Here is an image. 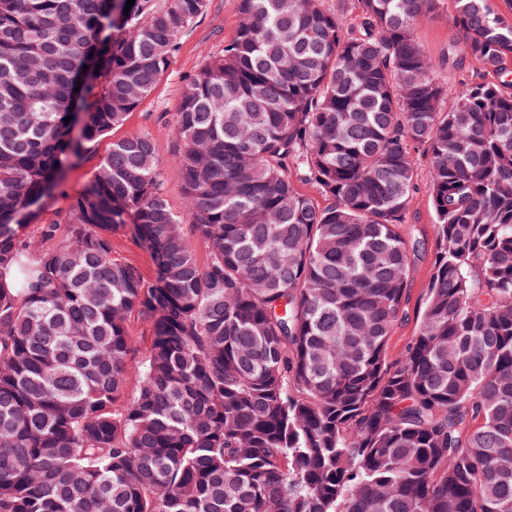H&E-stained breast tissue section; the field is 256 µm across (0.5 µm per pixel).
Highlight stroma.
<instances>
[{"mask_svg": "<svg viewBox=\"0 0 512 512\" xmlns=\"http://www.w3.org/2000/svg\"><path fill=\"white\" fill-rule=\"evenodd\" d=\"M239 15L235 0H207L204 13L183 33L177 53L152 92L128 114L126 121L91 147L86 161L66 174L69 193H78L92 176L98 161L111 149L113 141L132 133L149 134L158 146L157 167L161 173L165 199L170 209L186 216L184 183L173 158L178 149L174 120L190 78L211 57L219 55L237 30ZM416 36L434 59L448 55V47L456 41V30L447 0L421 23ZM418 187L399 231L408 244L414 245L411 256L408 301L402 319L395 326L387 345V357L396 360L414 336L421 319L429 281L434 243V214L429 196V166L418 157Z\"/></svg>", "mask_w": 512, "mask_h": 512, "instance_id": "obj_1", "label": "stroma"}]
</instances>
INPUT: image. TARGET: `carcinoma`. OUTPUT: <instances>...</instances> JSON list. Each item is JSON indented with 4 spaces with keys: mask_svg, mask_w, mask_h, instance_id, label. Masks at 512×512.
Masks as SVG:
<instances>
[{
    "mask_svg": "<svg viewBox=\"0 0 512 512\" xmlns=\"http://www.w3.org/2000/svg\"><path fill=\"white\" fill-rule=\"evenodd\" d=\"M206 2L0 0V512H512V16L450 0L455 92L415 37L441 0H237L176 113L190 223L145 133L51 206ZM419 150L435 252L390 362ZM455 59L458 64H447L440 68L436 77L439 82L447 84L456 91L466 89L470 84L478 81L481 77L475 65L456 48ZM463 58V59H461ZM461 59V61H459ZM114 255L126 262L136 265L144 279L153 282L156 268L150 252L128 231L122 230L113 236Z\"/></svg>",
    "mask_w": 512,
    "mask_h": 512,
    "instance_id": "1",
    "label": "carcinoma"
}]
</instances>
